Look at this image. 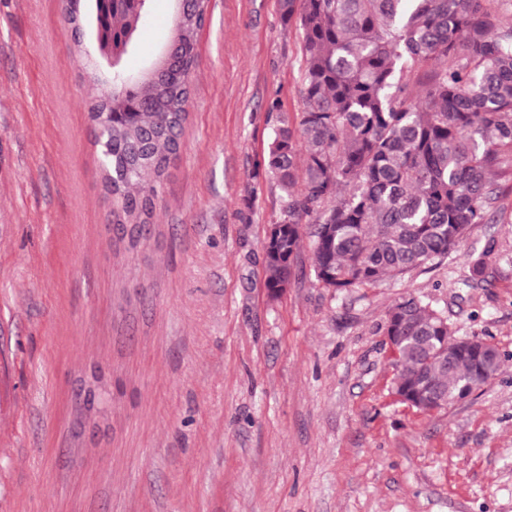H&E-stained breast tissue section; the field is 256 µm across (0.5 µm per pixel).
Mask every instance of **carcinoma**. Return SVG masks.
Masks as SVG:
<instances>
[{
	"label": "carcinoma",
	"instance_id": "obj_1",
	"mask_svg": "<svg viewBox=\"0 0 512 512\" xmlns=\"http://www.w3.org/2000/svg\"><path fill=\"white\" fill-rule=\"evenodd\" d=\"M512 0H280L302 34V110L276 116L263 163L280 195L265 245V287L285 288L303 240L316 281L335 293L399 283L459 250L476 224H506L498 177L512 176ZM141 19L112 11L114 63L96 74L95 127L115 239L147 226L181 149L191 83L175 73L137 88L125 66ZM192 75L195 36L180 37ZM487 252L466 254L462 286L488 282ZM393 391L445 405L493 378L500 355L479 360L432 301L389 307Z\"/></svg>",
	"mask_w": 512,
	"mask_h": 512
}]
</instances>
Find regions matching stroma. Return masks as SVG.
Returning <instances> with one entry per match:
<instances>
[{"label": "stroma", "instance_id": "35a3bbf8", "mask_svg": "<svg viewBox=\"0 0 512 512\" xmlns=\"http://www.w3.org/2000/svg\"><path fill=\"white\" fill-rule=\"evenodd\" d=\"M173 32L139 26L130 70ZM182 147L137 249L113 241L93 38L61 0H0V512H512V224L396 284L336 294L309 249L277 297L263 155L302 109L301 31L278 0H212ZM406 291L505 358L426 413L392 391L385 317ZM488 251H484L478 255L474 252L466 254L467 263L469 265L470 276L462 280L461 284L465 288H473L475 284L485 282L489 283L488 272L485 257Z\"/></svg>", "mask_w": 512, "mask_h": 512}]
</instances>
